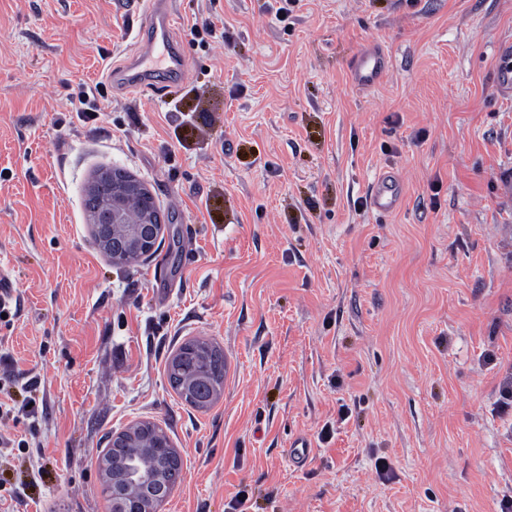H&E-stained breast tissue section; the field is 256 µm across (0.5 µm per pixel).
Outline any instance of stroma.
Returning <instances> with one entry per match:
<instances>
[{"mask_svg": "<svg viewBox=\"0 0 512 512\" xmlns=\"http://www.w3.org/2000/svg\"><path fill=\"white\" fill-rule=\"evenodd\" d=\"M184 79L135 91L144 0H0V460L14 512H111L113 433L162 427V512H500L512 498V0H174ZM224 20L197 38L193 24ZM381 46L365 91L351 61ZM97 87L98 112L77 111ZM143 180L167 225L113 264L92 177ZM403 179L393 215L365 205ZM224 351L215 402L169 386L181 343ZM311 441L290 462L293 440ZM389 478H380L377 461ZM40 467V480L31 470ZM243 506H236L237 493ZM389 68V57L382 49L368 48L350 64L352 81L360 89H370L380 83ZM402 193L401 178L393 172H383L371 183L368 192L369 208L377 214H392L399 207Z\"/></svg>", "mask_w": 512, "mask_h": 512, "instance_id": "obj_1", "label": "stroma"}]
</instances>
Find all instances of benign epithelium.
<instances>
[{
	"label": "benign epithelium",
	"mask_w": 512,
	"mask_h": 512,
	"mask_svg": "<svg viewBox=\"0 0 512 512\" xmlns=\"http://www.w3.org/2000/svg\"><path fill=\"white\" fill-rule=\"evenodd\" d=\"M89 196H103L105 200L88 208V220L94 237L101 240L103 233L112 230L114 262L125 263L153 253L164 230L155 197L147 184L134 177H118L108 169L100 170L88 187ZM128 489L112 495V512H141L139 493L149 489L153 508L160 512L172 487L157 481L143 459L134 457L127 470Z\"/></svg>",
	"instance_id": "benign-epithelium-1"
}]
</instances>
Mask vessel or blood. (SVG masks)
I'll list each match as a JSON object with an SVG mask.
<instances>
[{"mask_svg":"<svg viewBox=\"0 0 512 512\" xmlns=\"http://www.w3.org/2000/svg\"><path fill=\"white\" fill-rule=\"evenodd\" d=\"M171 2L147 0L146 25L138 37V50L123 68L125 83L130 89H140L160 77L175 79L185 74L186 58L171 38L180 22ZM389 68V58L382 49L363 50L350 64L352 81L359 88H372L380 83ZM402 193L403 183L397 174L381 173L371 183L369 207L381 215L392 214L400 204Z\"/></svg>","mask_w":512,"mask_h":512,"instance_id":"b4317fda","label":"vessel or blood"}]
</instances>
